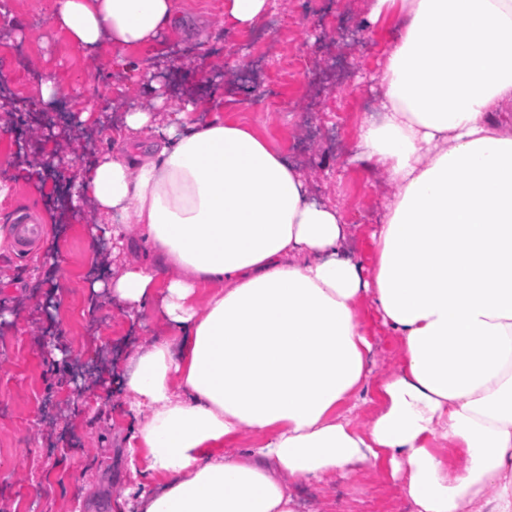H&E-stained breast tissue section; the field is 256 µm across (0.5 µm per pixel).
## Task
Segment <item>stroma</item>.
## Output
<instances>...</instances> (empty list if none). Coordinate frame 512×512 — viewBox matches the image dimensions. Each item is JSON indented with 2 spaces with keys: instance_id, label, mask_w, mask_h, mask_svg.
<instances>
[{
  "instance_id": "obj_1",
  "label": "stroma",
  "mask_w": 512,
  "mask_h": 512,
  "mask_svg": "<svg viewBox=\"0 0 512 512\" xmlns=\"http://www.w3.org/2000/svg\"><path fill=\"white\" fill-rule=\"evenodd\" d=\"M373 0H270L261 40L221 22L224 0H181L189 15H209L205 47L175 30L162 32L137 57L154 68V85H132L109 71L110 48L95 62L55 30L31 0H0V18L21 20V32L0 26V160L12 158V188L0 201V512H125L127 492L144 483L145 449L128 450L129 398L121 385L126 351L160 325L152 311L130 315L88 278L98 250L88 217L69 204L72 157L114 149L112 124L123 106L187 98L223 104L224 115L249 123L309 176L312 193L338 205L353 226L363 260L370 227L392 188L368 181L348 154L365 101H378V63L398 19L372 20ZM72 86L69 98L39 106L34 69ZM290 109H265L267 86ZM97 116L79 128L84 107ZM30 218L44 234L28 254L11 246V226ZM60 262L48 265L46 255ZM358 320L372 343L370 382L399 365L400 343L362 305ZM59 356H50L48 344ZM299 512H411L382 467L303 485Z\"/></svg>"
}]
</instances>
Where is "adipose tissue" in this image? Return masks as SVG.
<instances>
[{"mask_svg": "<svg viewBox=\"0 0 512 512\" xmlns=\"http://www.w3.org/2000/svg\"><path fill=\"white\" fill-rule=\"evenodd\" d=\"M389 15L350 148L395 189L372 266L300 166L208 102L127 107L119 150L74 162V205L113 253L134 227L149 255L111 296L163 328L123 369L158 477L132 512H296L301 485L378 464L412 512H512V0H375ZM49 18L131 84L151 69L130 49L190 25L178 0H49ZM367 300L402 354L362 429L339 409L369 375ZM245 430L260 445L236 449Z\"/></svg>", "mask_w": 512, "mask_h": 512, "instance_id": "adipose-tissue-1", "label": "adipose tissue"}]
</instances>
